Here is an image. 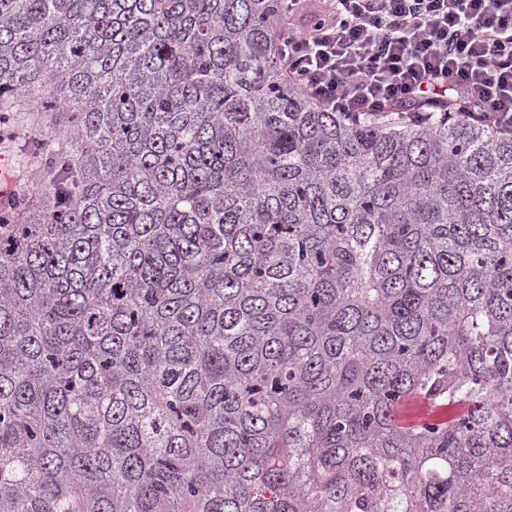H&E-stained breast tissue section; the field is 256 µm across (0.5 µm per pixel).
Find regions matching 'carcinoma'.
I'll use <instances>...</instances> for the list:
<instances>
[{
    "mask_svg": "<svg viewBox=\"0 0 512 512\" xmlns=\"http://www.w3.org/2000/svg\"><path fill=\"white\" fill-rule=\"evenodd\" d=\"M280 13L0 0V512H512V136L323 111ZM19 121L14 129L13 137L7 141V152L2 148V154L13 159L14 182L26 189L32 174L40 168L43 161L41 157L31 155V133L40 126V119L36 112H18ZM26 141V142H25ZM12 163L9 158L4 156L0 157V199L6 200L11 191V182L7 178V173L11 169ZM21 194L16 190L15 193L2 204L1 211H12L15 210L21 198Z\"/></svg>",
    "mask_w": 512,
    "mask_h": 512,
    "instance_id": "obj_1",
    "label": "carcinoma"
}]
</instances>
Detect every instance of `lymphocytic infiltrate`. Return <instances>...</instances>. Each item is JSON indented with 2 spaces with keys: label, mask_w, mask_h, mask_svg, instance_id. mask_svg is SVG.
<instances>
[{
  "label": "lymphocytic infiltrate",
  "mask_w": 512,
  "mask_h": 512,
  "mask_svg": "<svg viewBox=\"0 0 512 512\" xmlns=\"http://www.w3.org/2000/svg\"><path fill=\"white\" fill-rule=\"evenodd\" d=\"M281 69L351 122L450 109L512 134V0H282Z\"/></svg>",
  "instance_id": "obj_1"
}]
</instances>
